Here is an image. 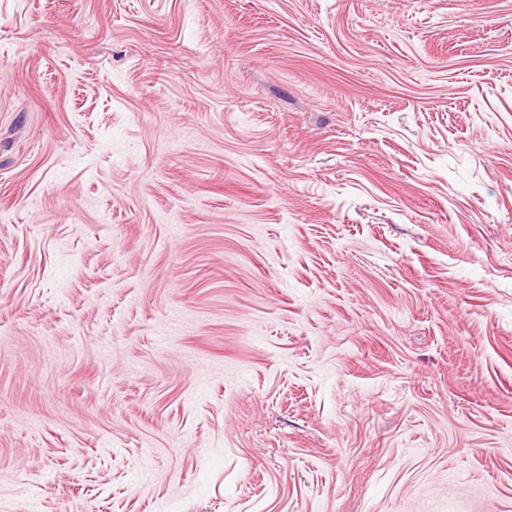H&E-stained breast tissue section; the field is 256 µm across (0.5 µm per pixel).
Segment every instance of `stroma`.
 I'll return each mask as SVG.
<instances>
[{"instance_id": "35a3bbf8", "label": "stroma", "mask_w": 512, "mask_h": 512, "mask_svg": "<svg viewBox=\"0 0 512 512\" xmlns=\"http://www.w3.org/2000/svg\"><path fill=\"white\" fill-rule=\"evenodd\" d=\"M0 512H512V0H0Z\"/></svg>"}]
</instances>
